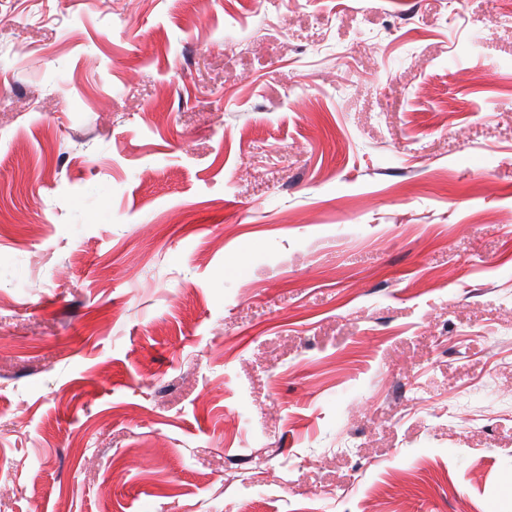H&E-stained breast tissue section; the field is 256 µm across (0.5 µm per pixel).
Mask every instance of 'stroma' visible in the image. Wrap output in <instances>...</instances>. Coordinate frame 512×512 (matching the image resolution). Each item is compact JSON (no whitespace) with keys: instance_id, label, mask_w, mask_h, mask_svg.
Listing matches in <instances>:
<instances>
[{"instance_id":"1","label":"stroma","mask_w":512,"mask_h":512,"mask_svg":"<svg viewBox=\"0 0 512 512\" xmlns=\"http://www.w3.org/2000/svg\"><path fill=\"white\" fill-rule=\"evenodd\" d=\"M510 11L0 0V512H512Z\"/></svg>"}]
</instances>
